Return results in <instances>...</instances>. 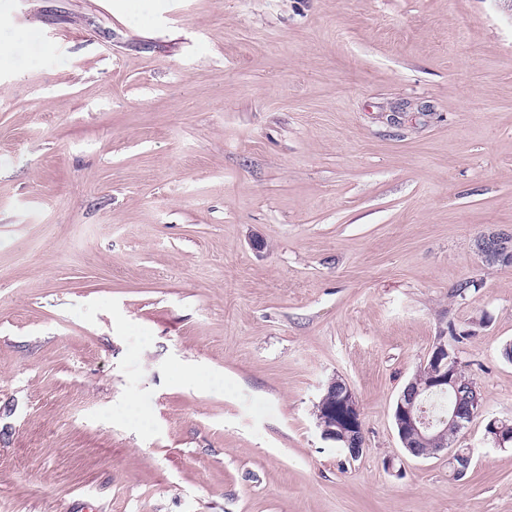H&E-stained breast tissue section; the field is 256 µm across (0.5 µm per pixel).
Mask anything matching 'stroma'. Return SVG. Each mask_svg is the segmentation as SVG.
Wrapping results in <instances>:
<instances>
[{"label": "stroma", "instance_id": "1", "mask_svg": "<svg viewBox=\"0 0 512 512\" xmlns=\"http://www.w3.org/2000/svg\"><path fill=\"white\" fill-rule=\"evenodd\" d=\"M0 15V512H512V0ZM442 337L459 478L393 420ZM478 252L485 264H512V233L494 230L483 234L477 241ZM320 400L329 402L328 407L323 405L325 409L318 419L324 438L344 445L341 447L347 449L351 458H359L365 449V436L359 403L351 386L342 379H331Z\"/></svg>", "mask_w": 512, "mask_h": 512}]
</instances>
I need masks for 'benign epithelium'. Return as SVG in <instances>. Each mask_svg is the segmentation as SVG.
Returning a JSON list of instances; mask_svg holds the SVG:
<instances>
[{"mask_svg": "<svg viewBox=\"0 0 512 512\" xmlns=\"http://www.w3.org/2000/svg\"><path fill=\"white\" fill-rule=\"evenodd\" d=\"M477 249L486 264L511 265L512 233L502 230L485 233L478 239ZM427 359L434 365V372L422 383L412 379L406 384L394 409L395 428L402 447L410 455L430 456L445 450L454 474L461 476L469 468L472 456L468 451L449 446L448 433L460 431L480 413L482 394L474 380L464 377L462 362L445 341H437ZM445 392L452 394L454 401L448 406V417L434 422L427 417L426 402L431 395ZM321 400L329 403L318 419L324 438L344 445L351 458L360 457L365 447L363 420L351 386L333 378ZM486 434L500 448L512 442V433L498 419L488 421Z\"/></svg>", "mask_w": 512, "mask_h": 512, "instance_id": "benign-epithelium-1", "label": "benign epithelium"}]
</instances>
